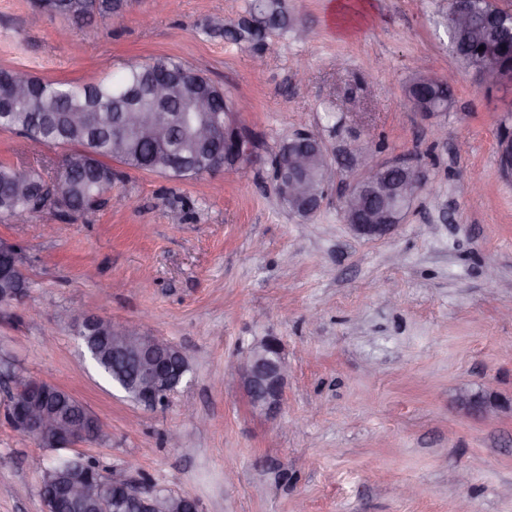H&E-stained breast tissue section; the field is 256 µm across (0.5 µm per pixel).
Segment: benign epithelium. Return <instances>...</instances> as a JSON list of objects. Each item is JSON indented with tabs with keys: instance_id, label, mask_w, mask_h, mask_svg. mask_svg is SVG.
<instances>
[{
	"instance_id": "1",
	"label": "benign epithelium",
	"mask_w": 512,
	"mask_h": 512,
	"mask_svg": "<svg viewBox=\"0 0 512 512\" xmlns=\"http://www.w3.org/2000/svg\"><path fill=\"white\" fill-rule=\"evenodd\" d=\"M471 14L472 0H454L448 26L456 31L467 29ZM474 73L483 84L512 83V61L505 66L484 61ZM191 108L210 114L193 127V136L202 140L224 138V158L219 160L221 169L229 168L230 158L244 162L246 167L259 161L251 137L239 121L242 105L224 103L221 116L213 113L207 100L193 102ZM169 123L166 114L160 119L132 106L116 125L112 151L120 154L125 150L123 132L127 130L132 129L141 138L150 139L168 132ZM499 152L502 170L512 173V134L501 137ZM312 155L313 151L303 146L280 158L277 185L279 194L299 200L306 208L316 211L322 206L326 187L335 178V171L325 168L319 187L308 183L305 171ZM342 161L356 169V177L344 196L349 215L347 224L362 237L378 239L389 235L403 223L414 199L425 186L421 171L407 161L380 164L370 154L368 145L356 140L345 148ZM11 282L16 287L0 289L3 303L18 299L26 291L24 277H13ZM75 324L78 329H95L111 340L112 358L122 359L132 366L138 404L145 408H154L167 400L189 370L185 353L159 336L136 327H118L112 324V319L96 314L79 317ZM234 377L251 407L274 417L284 400L288 379V360L280 339L265 336L251 344L237 363ZM34 387L54 389V385L36 380L26 386L20 384L6 395L7 416L17 431L37 436L43 445L56 449L70 448L88 438L95 441L106 438L107 426L94 415L88 421L79 422L55 406L21 405L27 391ZM88 500L95 501L96 512H119L125 508L136 512H198L195 500L138 482L117 470L112 471L109 478L95 482L76 475L65 487L51 489L44 504L46 512H57L62 503L69 506Z\"/></svg>"
}]
</instances>
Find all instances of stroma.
<instances>
[{
  "label": "stroma",
  "instance_id": "35a3bbf8",
  "mask_svg": "<svg viewBox=\"0 0 512 512\" xmlns=\"http://www.w3.org/2000/svg\"><path fill=\"white\" fill-rule=\"evenodd\" d=\"M245 7L131 0L121 21L98 20L96 39L63 40L61 18L0 0V66L94 82L105 59L117 75L176 58L249 102L240 120L262 158L180 182L123 167L91 213L0 219L28 281L0 305V350L108 426L77 453L103 473L194 498L199 512H456L462 500L468 512H512V177L499 164L512 85L480 84L459 66L435 0H288L307 39L269 31L258 66L248 45L209 32ZM418 67L456 71L452 111L413 110L405 85ZM297 132L332 156L361 138L378 162L418 165L426 185L403 223L382 239L358 236L335 188L314 215L289 212L270 158ZM66 152L0 130V162L45 180ZM61 310L142 325L178 346L190 370L164 403L139 406L85 356ZM268 335L290 366L273 419L230 381ZM463 391L495 410L465 408ZM38 456L49 465L58 453L16 432L0 399V512H45Z\"/></svg>",
  "mask_w": 512,
  "mask_h": 512
}]
</instances>
